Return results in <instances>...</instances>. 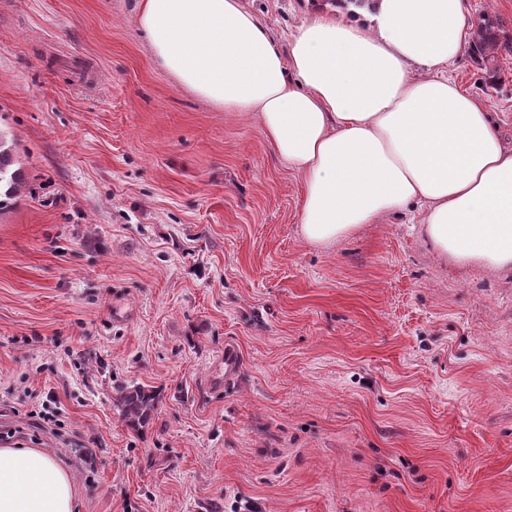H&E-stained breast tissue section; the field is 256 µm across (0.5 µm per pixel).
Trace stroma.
<instances>
[{
	"mask_svg": "<svg viewBox=\"0 0 512 512\" xmlns=\"http://www.w3.org/2000/svg\"><path fill=\"white\" fill-rule=\"evenodd\" d=\"M248 3L282 41L311 8ZM137 5L0 0L27 181L0 211V448L53 454L75 512H512V276L438 262L411 210L306 244L301 179L155 66ZM448 75L511 145L512 50ZM126 384L162 394L139 433Z\"/></svg>",
	"mask_w": 512,
	"mask_h": 512,
	"instance_id": "35a3bbf8",
	"label": "stroma"
}]
</instances>
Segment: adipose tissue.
Returning <instances> with one entry per match:
<instances>
[{
	"mask_svg": "<svg viewBox=\"0 0 512 512\" xmlns=\"http://www.w3.org/2000/svg\"><path fill=\"white\" fill-rule=\"evenodd\" d=\"M138 24L179 86L259 121L302 179L308 245L331 248L418 205L438 257L512 272V146L446 74L468 38L467 0L316 11L284 47L245 0H140ZM74 506L52 455L0 448V512Z\"/></svg>",
	"mask_w": 512,
	"mask_h": 512,
	"instance_id": "obj_1",
	"label": "adipose tissue"
}]
</instances>
